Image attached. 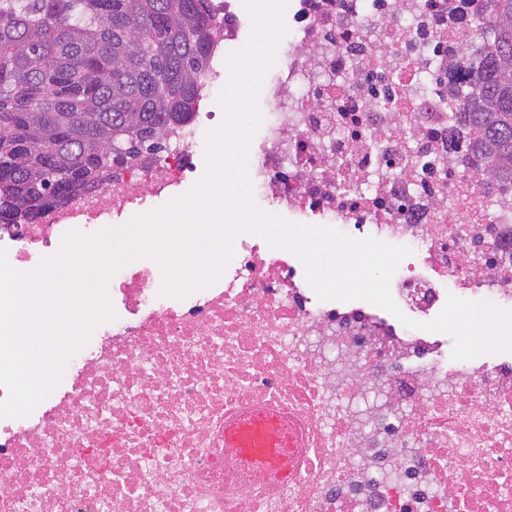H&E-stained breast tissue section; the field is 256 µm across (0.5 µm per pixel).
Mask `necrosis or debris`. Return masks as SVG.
<instances>
[{
  "mask_svg": "<svg viewBox=\"0 0 512 512\" xmlns=\"http://www.w3.org/2000/svg\"><path fill=\"white\" fill-rule=\"evenodd\" d=\"M447 37L448 0H296L248 168L256 202L296 222L411 248L399 314L320 300L259 236L183 299L157 265L123 270L69 387L0 419V512H512V360L452 362L422 328L452 295L512 310V192L449 145ZM218 119L194 112L167 154L1 224L11 265L168 203ZM264 409L298 439L293 479L224 447L227 420Z\"/></svg>",
  "mask_w": 512,
  "mask_h": 512,
  "instance_id": "obj_1",
  "label": "necrosis or debris"
}]
</instances>
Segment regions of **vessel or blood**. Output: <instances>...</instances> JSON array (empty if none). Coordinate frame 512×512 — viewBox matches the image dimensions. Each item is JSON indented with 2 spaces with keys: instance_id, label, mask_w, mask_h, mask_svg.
<instances>
[{
  "instance_id": "b4317fda",
  "label": "vessel or blood",
  "mask_w": 512,
  "mask_h": 512,
  "mask_svg": "<svg viewBox=\"0 0 512 512\" xmlns=\"http://www.w3.org/2000/svg\"><path fill=\"white\" fill-rule=\"evenodd\" d=\"M224 444L252 465L257 475H287L291 469L294 441L279 417L260 412L228 426Z\"/></svg>"
}]
</instances>
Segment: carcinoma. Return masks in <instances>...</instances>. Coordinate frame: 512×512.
<instances>
[{"label":"carcinoma","instance_id":"cac0c4a2","mask_svg":"<svg viewBox=\"0 0 512 512\" xmlns=\"http://www.w3.org/2000/svg\"><path fill=\"white\" fill-rule=\"evenodd\" d=\"M208 0H0V222L99 189L143 162L196 110L209 67ZM476 42L452 68L453 137L512 190V0H485Z\"/></svg>","mask_w":512,"mask_h":512}]
</instances>
